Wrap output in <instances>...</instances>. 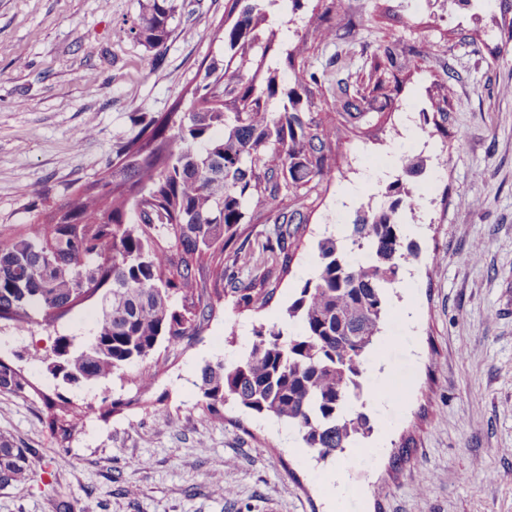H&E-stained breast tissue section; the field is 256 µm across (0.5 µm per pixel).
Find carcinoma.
Listing matches in <instances>:
<instances>
[{
    "mask_svg": "<svg viewBox=\"0 0 512 512\" xmlns=\"http://www.w3.org/2000/svg\"><path fill=\"white\" fill-rule=\"evenodd\" d=\"M173 2L141 0L127 33L148 48L163 44ZM283 3L227 0L224 24L214 31L224 42V60L205 67L188 104L150 118L135 140L116 147L109 174L58 204L47 223L0 242V321L7 328H53L84 303H101L91 334L64 344V370L79 375L76 388L105 385L160 344L176 347L199 336L224 299L226 280L236 285L238 308L259 312L273 299L275 289L266 283L278 250L306 223L287 199L341 170L332 155L339 128L320 118L318 95L327 76L303 66L282 83L278 69L266 63L271 40H263L259 26L267 7ZM213 84L223 88L219 99L210 96ZM332 97L348 121L369 120L366 97L342 82ZM422 166L419 154L402 157L387 201L356 212L350 246L331 235L318 242L317 274L287 309L298 332L262 324L243 358L201 369L196 387L210 413L231 401L274 417L298 430L318 463L371 432L369 417L352 399L360 398L386 288L415 256L404 244L400 213L412 200L407 179ZM266 201L277 216L258 245L263 270L256 276L254 255L236 251L226 263L224 248L250 205ZM206 254L215 263L210 288L199 265ZM156 377L143 367L132 382L145 393ZM28 388L39 392L20 368L0 360V390L23 394ZM129 406L104 396L98 410L105 418ZM46 407L52 435L69 441L81 408L67 398ZM33 472L26 449L0 442V487L21 484Z\"/></svg>",
    "mask_w": 512,
    "mask_h": 512,
    "instance_id": "1",
    "label": "carcinoma"
}]
</instances>
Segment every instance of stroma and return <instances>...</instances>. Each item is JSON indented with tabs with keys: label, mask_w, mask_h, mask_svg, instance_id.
<instances>
[{
	"label": "stroma",
	"mask_w": 512,
	"mask_h": 512,
	"mask_svg": "<svg viewBox=\"0 0 512 512\" xmlns=\"http://www.w3.org/2000/svg\"><path fill=\"white\" fill-rule=\"evenodd\" d=\"M164 45L146 49L125 34L141 0H0V241L44 222L51 207L105 177L117 144L150 117L171 111L195 87L201 64L224 57L213 32L225 0H174ZM445 0H301L308 30L327 22L334 37L303 51L278 28L280 78L324 69L355 87L378 48L397 56L369 122L349 125L334 103L340 161L373 157L372 205H380L413 132L399 106L419 104L431 146L409 185L421 200L406 215L405 242L417 250L389 288L370 352L403 396L380 414L369 398L380 380L367 369L361 398L372 435L309 468L297 430L227 403L203 406L196 382L205 364H232L253 330L273 323L298 331L287 309L318 263V241L346 238L334 221L347 179L334 176L304 200L307 229L280 255L287 271L269 307L217 304L208 327L178 349L159 346L148 400L102 419L94 406L134 386L113 377L69 391L85 416L66 444L45 421L42 399L0 392V440L26 449L35 466L23 484L0 488V512H327L316 473L342 472L343 512H512V0H489L477 17L441 23ZM229 251L254 253L275 217L251 205ZM481 245V263L464 262ZM415 309L413 326L397 315ZM231 488V496L219 487Z\"/></svg>",
	"instance_id": "stroma-1"
}]
</instances>
